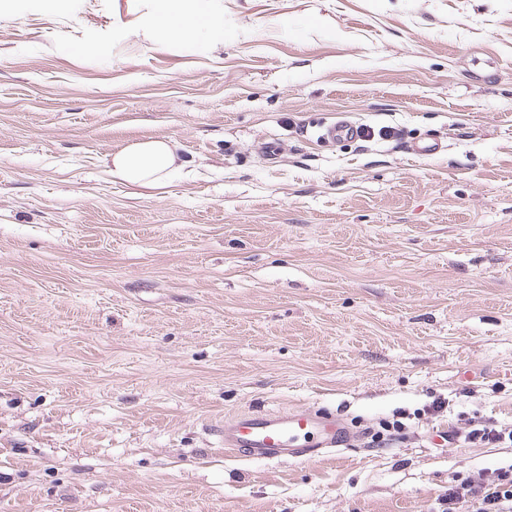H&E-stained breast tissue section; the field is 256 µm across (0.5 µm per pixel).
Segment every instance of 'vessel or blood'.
<instances>
[{
  "label": "vessel or blood",
  "mask_w": 512,
  "mask_h": 512,
  "mask_svg": "<svg viewBox=\"0 0 512 512\" xmlns=\"http://www.w3.org/2000/svg\"><path fill=\"white\" fill-rule=\"evenodd\" d=\"M352 430L335 412L292 408L285 412H243L224 421V453L248 461H316L346 448Z\"/></svg>",
  "instance_id": "obj_1"
}]
</instances>
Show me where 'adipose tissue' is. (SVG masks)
Instances as JSON below:
<instances>
[{
	"instance_id": "ef3b65f1",
	"label": "adipose tissue",
	"mask_w": 512,
	"mask_h": 512,
	"mask_svg": "<svg viewBox=\"0 0 512 512\" xmlns=\"http://www.w3.org/2000/svg\"><path fill=\"white\" fill-rule=\"evenodd\" d=\"M159 12L149 22V33L158 42L194 38L207 32L213 43L224 40V24L212 11L192 6L190 0H161ZM113 175L127 184L160 188L176 172V146L166 138L137 141L115 152L111 159Z\"/></svg>"
}]
</instances>
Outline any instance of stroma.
<instances>
[{
  "label": "stroma",
  "instance_id": "obj_1",
  "mask_svg": "<svg viewBox=\"0 0 512 512\" xmlns=\"http://www.w3.org/2000/svg\"><path fill=\"white\" fill-rule=\"evenodd\" d=\"M205 2L223 43L142 39L157 0H0V512H445L512 468L432 442L512 429V0ZM150 138L182 175L112 176ZM293 407L358 436L220 447ZM353 431L335 412L292 408L243 412L224 420V453L248 461H316L346 448Z\"/></svg>",
  "mask_w": 512,
  "mask_h": 512
}]
</instances>
